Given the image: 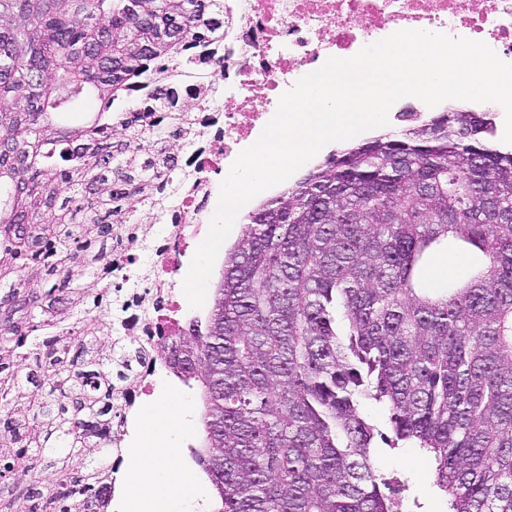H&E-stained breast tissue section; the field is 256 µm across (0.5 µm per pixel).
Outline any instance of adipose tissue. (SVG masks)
Returning <instances> with one entry per match:
<instances>
[{
	"label": "adipose tissue",
	"mask_w": 512,
	"mask_h": 512,
	"mask_svg": "<svg viewBox=\"0 0 512 512\" xmlns=\"http://www.w3.org/2000/svg\"><path fill=\"white\" fill-rule=\"evenodd\" d=\"M148 442L138 468L129 478L133 488L129 512H172L171 493L191 490V481L180 471L173 448L154 433L149 435Z\"/></svg>",
	"instance_id": "obj_1"
}]
</instances>
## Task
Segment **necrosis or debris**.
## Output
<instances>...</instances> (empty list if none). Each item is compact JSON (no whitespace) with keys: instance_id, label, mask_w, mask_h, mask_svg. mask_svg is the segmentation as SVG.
I'll list each match as a JSON object with an SVG mask.
<instances>
[{"instance_id":"necrosis-or-debris-1","label":"necrosis or debris","mask_w":512,"mask_h":512,"mask_svg":"<svg viewBox=\"0 0 512 512\" xmlns=\"http://www.w3.org/2000/svg\"><path fill=\"white\" fill-rule=\"evenodd\" d=\"M400 30L481 41L512 64V0H226V57L203 69L222 94V109L194 111L196 138L181 158L190 175L162 231L145 240L141 225L127 226L125 246L114 247L111 264L98 271L90 310L108 315L115 292L125 335L152 343L173 335L183 253L210 211L216 175L255 140L300 77Z\"/></svg>"}]
</instances>
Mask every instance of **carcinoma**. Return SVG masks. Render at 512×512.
Masks as SVG:
<instances>
[{
  "mask_svg": "<svg viewBox=\"0 0 512 512\" xmlns=\"http://www.w3.org/2000/svg\"><path fill=\"white\" fill-rule=\"evenodd\" d=\"M224 0H0V512H106L112 421L153 359L200 388L214 512H399L371 462L433 464L448 512H512V150L441 112L330 154L249 213L212 307L158 347L87 306L120 224L193 144L174 73L224 57ZM88 97L95 112L73 119ZM470 278L422 287L447 239Z\"/></svg>",
  "mask_w": 512,
  "mask_h": 512,
  "instance_id": "obj_1",
  "label": "carcinoma"
}]
</instances>
